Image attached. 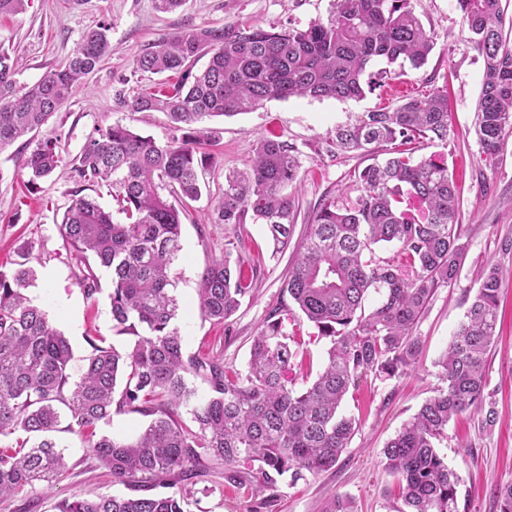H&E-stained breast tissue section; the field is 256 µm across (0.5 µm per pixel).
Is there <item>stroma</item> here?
<instances>
[{
    "label": "stroma",
    "mask_w": 512,
    "mask_h": 512,
    "mask_svg": "<svg viewBox=\"0 0 512 512\" xmlns=\"http://www.w3.org/2000/svg\"><path fill=\"white\" fill-rule=\"evenodd\" d=\"M411 6L435 38L422 68L404 66L400 77L361 99H273L250 112L209 120V127L218 132L214 165L205 178L208 195L194 202L191 218L182 225L175 273L184 311L177 325L186 354L219 356L226 365L246 370L253 336L283 299L291 255L274 253L265 225L210 223L211 197L223 189L225 173L246 167L258 139L277 138L295 148L300 163L295 224L297 231H304L323 199L345 201L359 194L350 174L364 161L337 154L330 139L337 124L395 107L405 91L424 95L435 88L448 90V139L430 150L447 162L461 188L458 222L468 252L458 278L437 290L416 329L423 344L416 368L387 380L360 381L358 390L347 396L343 410L355 417L359 430L335 468L280 485L276 505L268 509L263 495L238 492L217 466L198 478V503L190 512H322L337 494L350 498L355 512H400L402 503L383 466L384 446L441 388L436 362L478 287L479 270L488 263L498 267L502 281L498 338L488 357L496 419L487 426L480 414L458 416L449 423L438 452L460 477V512H498L492 490L512 481V250L502 247L512 240V140L496 163L486 164L474 130L483 59L470 41L456 0H411ZM332 9L333 0H186L179 10L161 13L153 0H30L26 11L0 17V46L13 49L15 80L21 88L32 86L67 59L88 29L108 26L114 49L111 60L79 85L35 136L36 141L53 140L59 146L61 161L50 178L29 184L23 163L31 149L23 142L0 151V265H11L20 247L32 244L36 281L28 295L68 338L72 374H79L91 351L90 340L101 337L119 349L132 341L112 327L109 278H102L96 301L86 300L78 285L77 261L62 246L58 226L74 188L72 161L96 129L117 122L162 145L172 137L163 113L132 112L118 104L117 93L131 96L149 83L133 73V59L148 44L192 28L237 20L266 28H302L327 19ZM226 254L237 261L247 294L238 312L217 326L200 316L197 289L206 265ZM88 436L58 433L68 462L65 475L52 490L28 487L0 500V512H56V503L64 499L130 494V487L113 482L87 454Z\"/></svg>",
    "instance_id": "stroma-1"
}]
</instances>
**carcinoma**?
Here are the masks:
<instances>
[{"label": "carcinoma", "instance_id": "cac0c4a2", "mask_svg": "<svg viewBox=\"0 0 512 512\" xmlns=\"http://www.w3.org/2000/svg\"><path fill=\"white\" fill-rule=\"evenodd\" d=\"M410 2L335 0L327 20L279 31L247 21L194 28L133 59V73L176 81L118 101L133 112L165 113L172 140L161 145L120 123L97 130L72 163L76 189L59 224L63 242L83 265V295L96 300L99 271L106 272L113 327L133 342L122 350L90 342L92 353L72 377L68 339L25 294L35 281L30 248L20 250L13 268L0 266V438L26 434L18 447L0 448V498L36 484L51 488L67 471L53 438L63 408L70 430L90 429L114 411L150 422L132 438L102 436L86 448L112 481L145 495L65 499L58 512H189L191 486L209 465L224 467V478L239 490L270 492V504L284 477L295 483L336 466L356 431L355 419L340 414L346 396L361 377L390 378L415 368L422 352L417 325L436 290L457 279L466 257L456 223L460 192L448 165L435 154L415 156L447 139V93L437 89L407 97L391 111L363 112L332 135L336 150L359 152L372 163L350 175L360 191L353 203L332 198L319 204L282 285L317 335L330 342L323 370L311 383L298 386L292 345L301 337L285 330V304L271 309L254 336L246 373L218 357L185 356L173 325L180 310L173 265L189 202L201 198L214 164V156L200 150L215 139L202 123L272 99H359L376 61L421 68L435 42ZM456 3L483 57L474 124L485 160L493 162L512 136V47L503 39L500 0ZM110 56L102 25L87 31L63 64L20 91L11 55L1 49L0 151L36 135ZM205 56V68L193 72ZM58 162L55 142L38 143L23 164L28 182L49 177ZM299 168L293 147L258 141L250 167L224 175L210 223L249 218L266 226L276 250L288 249L296 217L288 188L298 181ZM95 184L112 189L123 220L84 194ZM408 200L418 203V212L403 207ZM380 243L396 246L405 263L369 257ZM371 290L381 299L369 308ZM499 291L498 268L488 263L438 360L445 388L384 447L400 512H459V478L436 441L467 411L485 413L487 425L495 420L487 358L497 338ZM246 293L226 253L201 273L199 312L222 324ZM191 376L208 383V396L198 397ZM493 496L498 512H512V481L498 485Z\"/></svg>", "mask_w": 512, "mask_h": 512}]
</instances>
